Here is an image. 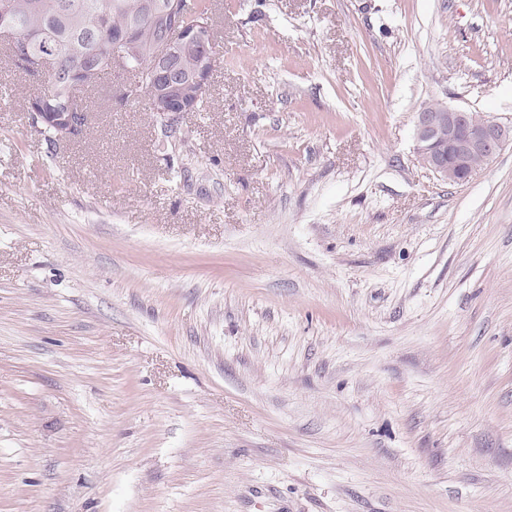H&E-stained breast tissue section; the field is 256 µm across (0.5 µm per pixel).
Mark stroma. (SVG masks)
Instances as JSON below:
<instances>
[{"mask_svg": "<svg viewBox=\"0 0 512 512\" xmlns=\"http://www.w3.org/2000/svg\"><path fill=\"white\" fill-rule=\"evenodd\" d=\"M196 112L0 37V512H512V145L462 185L432 99L512 124V0H211Z\"/></svg>", "mask_w": 512, "mask_h": 512, "instance_id": "obj_1", "label": "stroma"}]
</instances>
